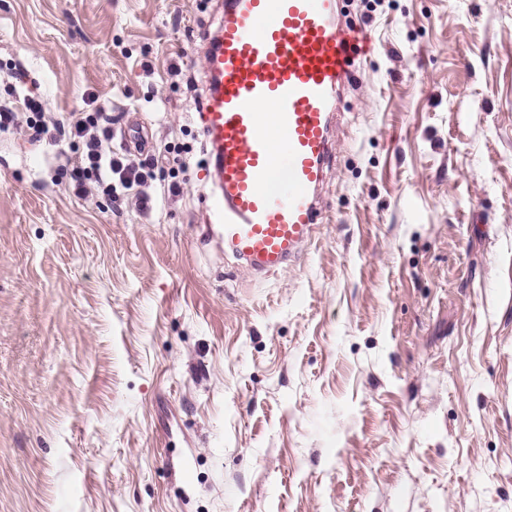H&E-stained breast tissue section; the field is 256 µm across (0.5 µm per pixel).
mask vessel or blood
I'll list each match as a JSON object with an SVG mask.
<instances>
[{
    "instance_id": "obj_1",
    "label": "vessel or blood",
    "mask_w": 512,
    "mask_h": 512,
    "mask_svg": "<svg viewBox=\"0 0 512 512\" xmlns=\"http://www.w3.org/2000/svg\"><path fill=\"white\" fill-rule=\"evenodd\" d=\"M340 0H221L205 37L198 123L204 221L259 275L296 261L323 219L342 82L355 62Z\"/></svg>"
}]
</instances>
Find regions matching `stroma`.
Masks as SVG:
<instances>
[{
    "label": "stroma",
    "instance_id": "obj_1",
    "mask_svg": "<svg viewBox=\"0 0 512 512\" xmlns=\"http://www.w3.org/2000/svg\"><path fill=\"white\" fill-rule=\"evenodd\" d=\"M213 3L0 0V99L160 158L144 210L0 131V512H512V0H345L324 219L269 276L203 222Z\"/></svg>",
    "mask_w": 512,
    "mask_h": 512
}]
</instances>
